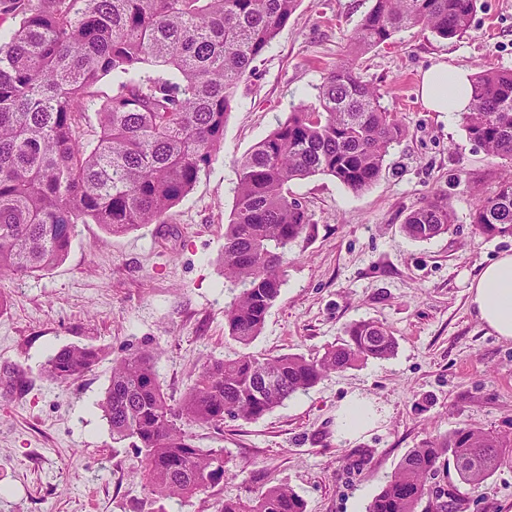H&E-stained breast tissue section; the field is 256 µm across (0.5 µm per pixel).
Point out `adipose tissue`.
Segmentation results:
<instances>
[{"label":"adipose tissue","mask_w":512,"mask_h":512,"mask_svg":"<svg viewBox=\"0 0 512 512\" xmlns=\"http://www.w3.org/2000/svg\"><path fill=\"white\" fill-rule=\"evenodd\" d=\"M420 96L433 112L455 117L467 111L471 101L470 70L439 62L423 72ZM469 305L495 336L512 340V254L505 253L482 268L468 287ZM377 414L359 395H351L336 413V435L353 439L368 430Z\"/></svg>","instance_id":"1"}]
</instances>
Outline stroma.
<instances>
[{
  "label": "stroma",
  "mask_w": 512,
  "mask_h": 512,
  "mask_svg": "<svg viewBox=\"0 0 512 512\" xmlns=\"http://www.w3.org/2000/svg\"><path fill=\"white\" fill-rule=\"evenodd\" d=\"M370 6L301 0L240 83L220 151L167 225L112 235L82 224L59 265L0 279V512H215L219 501L280 484L300 495L305 512H366L422 443L464 425L512 438V342L490 333L468 302L481 267L512 252V237H485L471 218L504 169L469 142L460 119L429 111L418 94L421 73L439 60L512 70V0H478L458 38L415 28L362 55L361 76L380 89L406 135L368 190L326 175L291 184L312 225L288 252L261 334L245 349L224 333V308L236 295L220 273L234 163L294 106L314 103ZM436 194L455 211L450 231L410 238L401 229L407 215ZM361 320L391 331L392 356L328 373L260 419L189 426L197 447L223 449L227 461L222 481L205 493L156 502L130 442L112 440L100 404L121 350H152L176 403L211 359L245 350L316 358ZM71 344L101 346L110 357L82 379H47L48 356ZM355 393L373 401L378 417L360 437L337 438L336 411ZM451 486L464 497L462 512H512V448L476 487L441 466L424 504Z\"/></svg>",
  "instance_id": "obj_1"
}]
</instances>
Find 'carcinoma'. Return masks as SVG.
I'll return each instance as SVG.
<instances>
[{
	"label": "carcinoma",
	"instance_id": "obj_1",
	"mask_svg": "<svg viewBox=\"0 0 512 512\" xmlns=\"http://www.w3.org/2000/svg\"><path fill=\"white\" fill-rule=\"evenodd\" d=\"M300 0H0V276L51 269L68 253L79 224L112 235L166 224L224 141L238 85L277 39ZM477 0H372L348 38V55L324 77L316 104H299L236 162L235 205L224 227V280L240 288L224 309V331L242 347L260 335L284 284L288 246L311 225L290 183L316 175L358 192L375 184L406 130L358 72L357 60L397 33L464 34ZM163 66L155 75L147 66ZM110 92L96 90L104 78ZM467 139L512 164V70L482 68L472 80ZM454 212L443 196L409 214L404 232L419 241L448 232ZM472 223L488 237L512 236V175L479 200ZM396 339L358 321L347 339L316 359L243 353L206 364L183 399L165 396L152 354L112 360L102 411L112 442L134 440L145 484L158 500H188L224 477V453L196 447L186 425L257 420L329 372L386 359ZM95 345H69L43 366L56 382L75 381L105 359ZM512 447L491 431L458 427L410 450L367 512H417L441 458L477 486ZM216 512H305L290 487L255 499H226Z\"/></svg>",
	"mask_w": 512,
	"mask_h": 512
}]
</instances>
